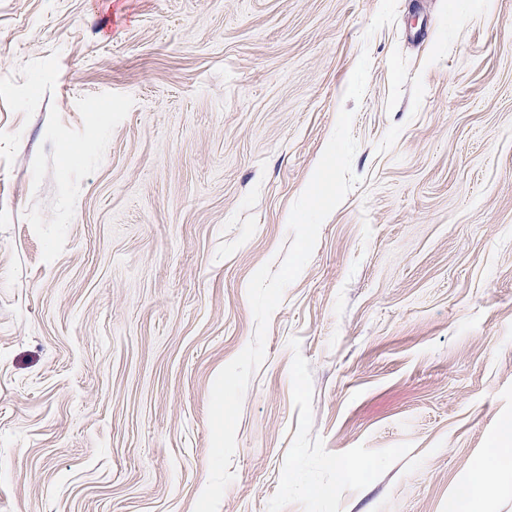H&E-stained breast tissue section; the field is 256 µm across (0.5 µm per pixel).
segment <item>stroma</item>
Wrapping results in <instances>:
<instances>
[{
    "label": "stroma",
    "instance_id": "35a3bbf8",
    "mask_svg": "<svg viewBox=\"0 0 512 512\" xmlns=\"http://www.w3.org/2000/svg\"><path fill=\"white\" fill-rule=\"evenodd\" d=\"M343 108L219 512H456L512 418V0H0V512H194Z\"/></svg>",
    "mask_w": 512,
    "mask_h": 512
}]
</instances>
